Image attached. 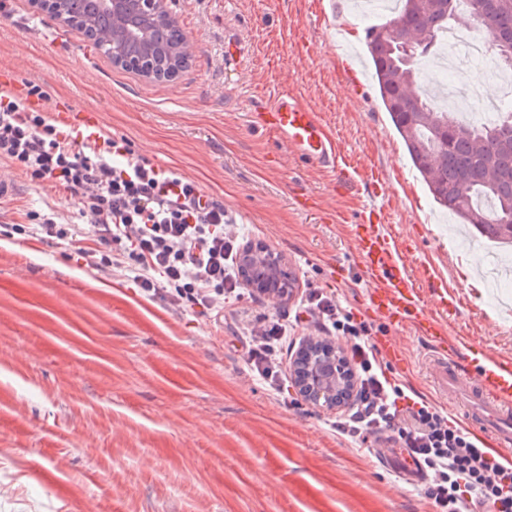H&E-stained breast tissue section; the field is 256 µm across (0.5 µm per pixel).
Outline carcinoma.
Listing matches in <instances>:
<instances>
[{
    "label": "carcinoma",
    "mask_w": 512,
    "mask_h": 512,
    "mask_svg": "<svg viewBox=\"0 0 512 512\" xmlns=\"http://www.w3.org/2000/svg\"><path fill=\"white\" fill-rule=\"evenodd\" d=\"M395 16L364 30L381 101L433 200L471 226L476 237L512 244V112L491 124L448 120L423 93L410 89L417 66L435 52L437 38L465 12L487 26L491 58L512 66V0H397ZM67 17L77 29L96 23L86 0H71ZM166 45L187 42L179 24L162 29Z\"/></svg>",
    "instance_id": "carcinoma-1"
}]
</instances>
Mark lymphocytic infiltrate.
<instances>
[{"label": "lymphocytic infiltrate", "instance_id": "lymphocytic-infiltrate-1", "mask_svg": "<svg viewBox=\"0 0 512 512\" xmlns=\"http://www.w3.org/2000/svg\"><path fill=\"white\" fill-rule=\"evenodd\" d=\"M45 97L34 83L24 98L0 96V164L31 182L54 184L92 219L97 247L85 252L88 265L125 264L143 293L164 295L186 311L205 314L242 300L245 242L223 201L190 177L159 169L125 139L77 143L30 106V99ZM309 317L321 335L343 340L356 381L352 410L335 422L339 432L411 458L437 512H512V465L450 425L441 408L406 398L376 358L371 327L333 295L312 291L290 320L256 318L245 344L255 378L280 389L283 348Z\"/></svg>", "mask_w": 512, "mask_h": 512}]
</instances>
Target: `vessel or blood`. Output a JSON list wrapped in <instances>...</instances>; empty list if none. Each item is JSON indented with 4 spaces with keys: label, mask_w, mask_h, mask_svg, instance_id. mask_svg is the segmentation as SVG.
Masks as SVG:
<instances>
[{
    "label": "vessel or blood",
    "mask_w": 512,
    "mask_h": 512,
    "mask_svg": "<svg viewBox=\"0 0 512 512\" xmlns=\"http://www.w3.org/2000/svg\"><path fill=\"white\" fill-rule=\"evenodd\" d=\"M255 120L297 158L346 171L348 161L318 113L288 91L279 92L256 113ZM353 239L369 284L364 307L390 330L376 347L378 355L393 363L400 361L403 350L395 330L408 329L421 337L426 345L423 363L437 400L462 416L483 447L512 462V357H492L483 364L468 360L465 338L448 329L452 302L444 293L432 303L424 299L398 239L372 223L356 224Z\"/></svg>",
    "instance_id": "1"
}]
</instances>
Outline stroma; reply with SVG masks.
<instances>
[{"label":"stroma","instance_id":"stroma-1","mask_svg":"<svg viewBox=\"0 0 512 512\" xmlns=\"http://www.w3.org/2000/svg\"><path fill=\"white\" fill-rule=\"evenodd\" d=\"M192 41V64L145 81L112 64L82 34L9 0L0 13V89L47 94L41 109L75 139L125 138L135 153L196 180L250 241L283 255L289 299L255 294L220 318L144 295L125 270L93 267L90 220L51 183L0 167L15 195L0 228L35 212L76 227L73 239L0 231V512H435L395 461L380 463L336 432L339 412L286 382L273 393L250 375L244 336L254 316L291 314L308 291L357 312L365 293L349 227L381 207L434 282L456 292L453 327L475 353L512 356V274L442 213L414 169L375 87L364 30L389 11L350 0H171ZM489 65L417 71L427 90ZM286 90L318 112L353 167L349 181L308 164L254 123ZM380 196H373L371 181ZM406 394L431 398L420 337L400 333Z\"/></svg>","mask_w":512,"mask_h":512}]
</instances>
